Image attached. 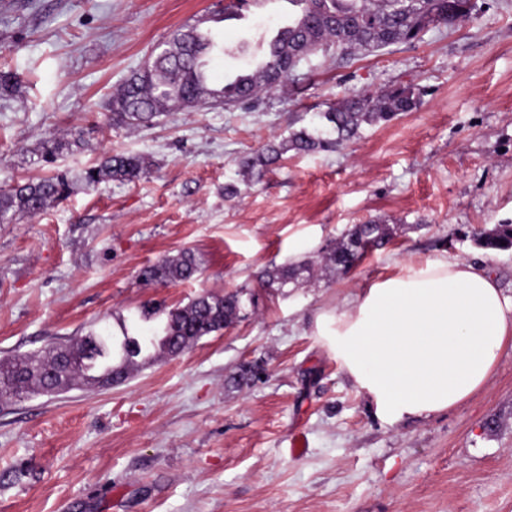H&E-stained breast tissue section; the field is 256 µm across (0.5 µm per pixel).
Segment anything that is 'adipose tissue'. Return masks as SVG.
Returning <instances> with one entry per match:
<instances>
[{
	"label": "adipose tissue",
	"instance_id": "ef3b65f1",
	"mask_svg": "<svg viewBox=\"0 0 512 512\" xmlns=\"http://www.w3.org/2000/svg\"><path fill=\"white\" fill-rule=\"evenodd\" d=\"M313 333L377 419H426L489 382L512 346V292L485 263L440 255L318 314Z\"/></svg>",
	"mask_w": 512,
	"mask_h": 512
}]
</instances>
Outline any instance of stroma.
<instances>
[{"label":"stroma","instance_id":"obj_1","mask_svg":"<svg viewBox=\"0 0 512 512\" xmlns=\"http://www.w3.org/2000/svg\"><path fill=\"white\" fill-rule=\"evenodd\" d=\"M474 3L470 23L419 43L347 63L312 54L259 109L167 112L130 130L110 120L113 93L217 0H0V71L17 78L0 97V189L59 170L76 179L66 199L0 223V359L121 319L157 332L206 292L255 299L123 383L0 407V512H512L511 348L456 409L390 426L313 334L317 313L406 262L483 259L512 290V249L477 243L512 221V0ZM287 21L286 0L225 21L214 83ZM395 85L422 89L419 105L240 179L241 161L345 93ZM76 131L82 150L39 161L42 140ZM116 152L144 157L147 177L79 183ZM369 219L388 224L389 243L353 269L325 268L322 251ZM186 249L195 277L140 283L141 269ZM300 262L311 276L263 285L272 265ZM254 363L249 385L228 383Z\"/></svg>","mask_w":512,"mask_h":512}]
</instances>
